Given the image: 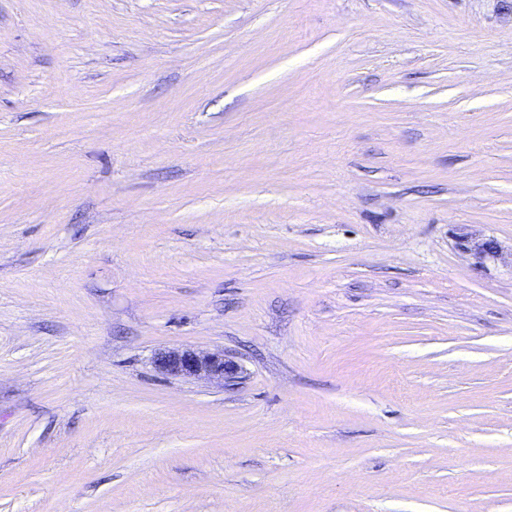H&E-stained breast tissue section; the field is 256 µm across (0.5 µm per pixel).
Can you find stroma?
I'll use <instances>...</instances> for the list:
<instances>
[{
	"label": "stroma",
	"mask_w": 512,
	"mask_h": 512,
	"mask_svg": "<svg viewBox=\"0 0 512 512\" xmlns=\"http://www.w3.org/2000/svg\"><path fill=\"white\" fill-rule=\"evenodd\" d=\"M463 233L512 248V0H0V512H512ZM151 364L163 376L207 380L223 386L236 382L243 373L242 365L220 349L164 348L154 353Z\"/></svg>",
	"instance_id": "35a3bbf8"
}]
</instances>
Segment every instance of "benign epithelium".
<instances>
[{"instance_id": "obj_1", "label": "benign epithelium", "mask_w": 512, "mask_h": 512, "mask_svg": "<svg viewBox=\"0 0 512 512\" xmlns=\"http://www.w3.org/2000/svg\"><path fill=\"white\" fill-rule=\"evenodd\" d=\"M457 247L478 266L503 254L501 244L493 237L461 235L457 238ZM151 364L154 371L163 376L207 380L224 386L236 382L243 373L242 365L220 349L164 348L154 353Z\"/></svg>"}]
</instances>
